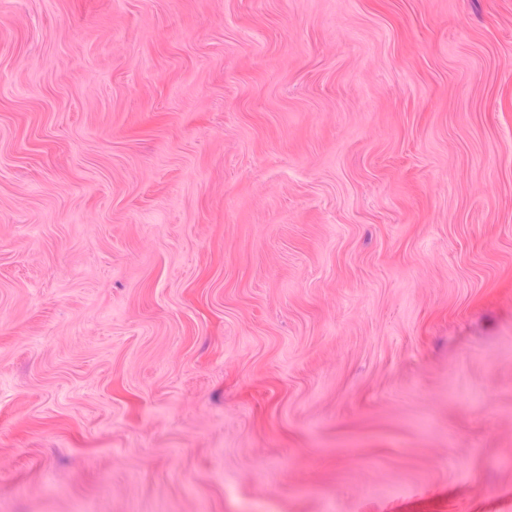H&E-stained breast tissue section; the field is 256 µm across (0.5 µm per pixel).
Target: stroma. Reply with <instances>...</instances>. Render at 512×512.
Wrapping results in <instances>:
<instances>
[{
	"label": "stroma",
	"instance_id": "stroma-1",
	"mask_svg": "<svg viewBox=\"0 0 512 512\" xmlns=\"http://www.w3.org/2000/svg\"><path fill=\"white\" fill-rule=\"evenodd\" d=\"M512 512V0H0V512Z\"/></svg>",
	"mask_w": 512,
	"mask_h": 512
}]
</instances>
